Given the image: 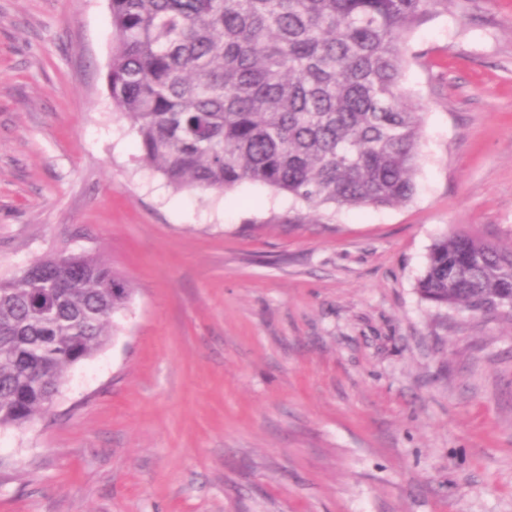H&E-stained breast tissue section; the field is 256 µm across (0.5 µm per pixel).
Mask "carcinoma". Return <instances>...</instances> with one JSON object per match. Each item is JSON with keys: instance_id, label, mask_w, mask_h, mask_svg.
<instances>
[{"instance_id": "cac0c4a2", "label": "carcinoma", "mask_w": 512, "mask_h": 512, "mask_svg": "<svg viewBox=\"0 0 512 512\" xmlns=\"http://www.w3.org/2000/svg\"><path fill=\"white\" fill-rule=\"evenodd\" d=\"M112 107L138 160L178 190L243 182L337 210L415 193L422 119L408 34L448 0H109ZM439 306L512 319V248L451 232L417 280ZM133 289L100 255L54 254L0 280V428L51 409L110 340Z\"/></svg>"}]
</instances>
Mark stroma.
<instances>
[{"mask_svg":"<svg viewBox=\"0 0 512 512\" xmlns=\"http://www.w3.org/2000/svg\"><path fill=\"white\" fill-rule=\"evenodd\" d=\"M409 43L414 198L313 213L138 162L109 0H0V278L93 252L133 290L0 429V512H512V320L416 289L444 233L512 246V0Z\"/></svg>","mask_w":512,"mask_h":512,"instance_id":"35a3bbf8","label":"stroma"}]
</instances>
